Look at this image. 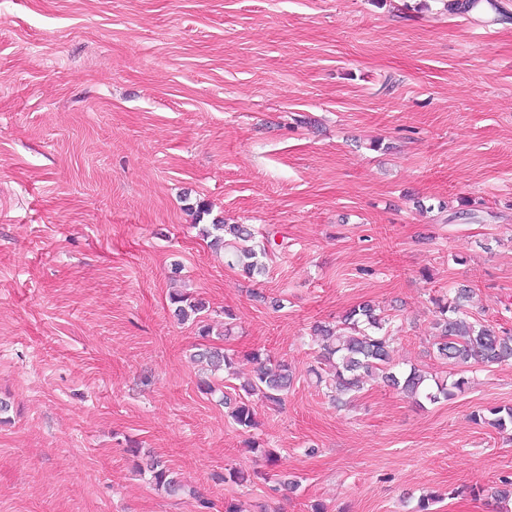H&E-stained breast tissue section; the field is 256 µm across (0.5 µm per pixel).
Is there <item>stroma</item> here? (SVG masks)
I'll list each match as a JSON object with an SVG mask.
<instances>
[{
	"mask_svg": "<svg viewBox=\"0 0 512 512\" xmlns=\"http://www.w3.org/2000/svg\"><path fill=\"white\" fill-rule=\"evenodd\" d=\"M447 4L0 0V512H494L472 493L512 475V430L473 413L512 406V362L420 406L371 381L338 408L308 374L311 326L366 301L442 379L449 286L512 328V0ZM216 219L274 234L265 274ZM175 292L236 360L226 395L252 351L291 367L252 433L199 391ZM202 229V234L212 236L213 244L223 245L230 260L229 266L237 267L244 276L251 278L261 273L265 265L259 261V255L266 257L273 247L277 245L275 240L267 235L266 243L259 248L244 245L241 242H248L252 239L251 230L242 224H224V221L215 220L212 224ZM172 303L176 304L175 313L181 321H187L192 318L196 324H202V313L206 310L205 303L202 301H192L184 295H175L171 297ZM149 472H151L152 481L158 487H163L169 492H176L182 487L179 478L160 460L150 463Z\"/></svg>",
	"mask_w": 512,
	"mask_h": 512,
	"instance_id": "obj_1",
	"label": "stroma"
}]
</instances>
